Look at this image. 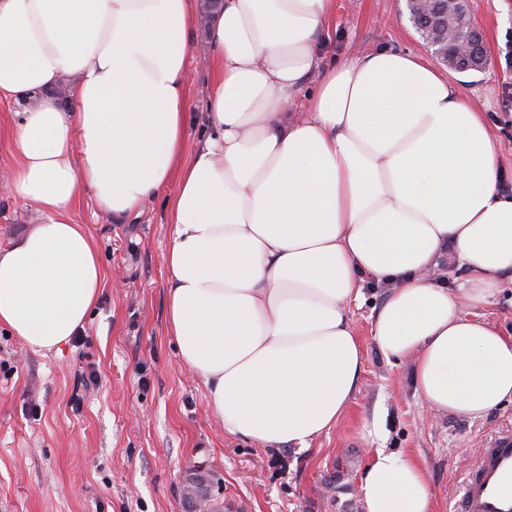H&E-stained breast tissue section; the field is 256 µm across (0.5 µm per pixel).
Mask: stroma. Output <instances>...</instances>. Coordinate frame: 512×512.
Returning <instances> with one entry per match:
<instances>
[{"mask_svg":"<svg viewBox=\"0 0 512 512\" xmlns=\"http://www.w3.org/2000/svg\"><path fill=\"white\" fill-rule=\"evenodd\" d=\"M484 30L489 64L460 94L481 108L512 194V0H468ZM336 59L380 47L427 56L403 0H336L330 21ZM205 28L189 36L192 117L184 154L204 135L210 76ZM95 240L104 271L100 299L77 340L36 352L0 327V512H187L190 470L204 466L216 512H364L358 484L374 449L423 461L436 512H455L462 483L483 448L512 431V403L479 419L426 416L407 365L387 360L372 322L388 288L364 281L351 309L363 349L359 388L335 430L310 448L270 450L225 434L207 410L202 380L180 362L165 315L164 254L170 230L162 200L117 218L90 193L70 210ZM36 207L0 193V243L42 223ZM97 374L88 383L85 374ZM381 436L368 435L372 415Z\"/></svg>","mask_w":512,"mask_h":512,"instance_id":"1","label":"stroma"}]
</instances>
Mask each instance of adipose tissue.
Masks as SVG:
<instances>
[{
	"label": "adipose tissue",
	"mask_w": 512,
	"mask_h": 512,
	"mask_svg": "<svg viewBox=\"0 0 512 512\" xmlns=\"http://www.w3.org/2000/svg\"><path fill=\"white\" fill-rule=\"evenodd\" d=\"M335 0H0V99L19 107L10 193L46 220L0 247V326L50 351L82 329L104 273L70 209L163 199L166 328L225 433L310 447L357 392L349 317L388 285L372 334L424 409L512 402V334L463 307L512 283V195L483 112L428 60L328 57ZM205 23L207 136L184 154L189 31ZM70 109L47 96L64 76ZM468 270L449 291L448 260ZM365 512H434L422 461L383 448Z\"/></svg>",
	"instance_id": "obj_1"
}]
</instances>
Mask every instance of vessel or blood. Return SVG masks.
<instances>
[{"label": "vessel or blood", "mask_w": 512, "mask_h": 512, "mask_svg": "<svg viewBox=\"0 0 512 512\" xmlns=\"http://www.w3.org/2000/svg\"><path fill=\"white\" fill-rule=\"evenodd\" d=\"M459 512H512V432L483 449L462 486Z\"/></svg>", "instance_id": "1"}]
</instances>
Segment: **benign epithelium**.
Returning a JSON list of instances; mask_svg holds the SVG:
<instances>
[{
    "label": "benign epithelium",
    "mask_w": 512,
    "mask_h": 512,
    "mask_svg": "<svg viewBox=\"0 0 512 512\" xmlns=\"http://www.w3.org/2000/svg\"><path fill=\"white\" fill-rule=\"evenodd\" d=\"M409 17L421 22L431 33L437 49L431 52L432 61L437 65L457 68L464 64L468 68L481 70L487 62L486 43L483 29L472 22L469 40L460 39L450 18L455 13L457 0H406ZM195 476L184 486L185 499L192 504L193 512H209L207 508L206 478L204 467H194Z\"/></svg>",
    "instance_id": "obj_1"
}]
</instances>
